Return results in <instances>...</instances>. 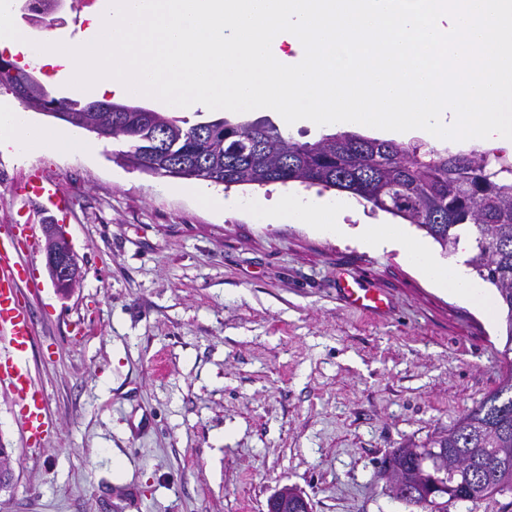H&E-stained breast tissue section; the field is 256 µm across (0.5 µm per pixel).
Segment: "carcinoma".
<instances>
[{"mask_svg": "<svg viewBox=\"0 0 512 512\" xmlns=\"http://www.w3.org/2000/svg\"><path fill=\"white\" fill-rule=\"evenodd\" d=\"M52 100L60 111L107 120L90 111L89 102ZM157 128L167 132L171 153L149 152ZM112 137L129 144L118 157L149 173L167 175L173 163L191 167L202 158V179L227 187L299 182L349 193L416 225L446 252L467 229L475 242L468 265L496 288L512 344V166L490 169L487 153L423 150L354 132L298 142L270 122L220 117L192 124L153 111L112 113ZM383 469L414 491L396 499L426 512H448L459 503L474 512L490 496H512V360L505 362L499 387L446 433L421 448L393 449Z\"/></svg>", "mask_w": 512, "mask_h": 512, "instance_id": "1", "label": "carcinoma"}]
</instances>
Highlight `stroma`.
<instances>
[{"label": "stroma", "instance_id": "obj_1", "mask_svg": "<svg viewBox=\"0 0 512 512\" xmlns=\"http://www.w3.org/2000/svg\"><path fill=\"white\" fill-rule=\"evenodd\" d=\"M67 44L84 23L65 9L31 27ZM30 122L97 145L0 157V225L27 219L15 256L35 316L32 372L53 434L29 450L0 384V447L17 460L0 512H266L293 485L313 512H420L378 477L392 449L426 444L497 388L500 304L482 310L435 288L396 251L370 252L306 224L265 221L255 198L319 195L297 183L234 186L218 212L195 180L123 164V140L29 112ZM63 190L57 212L17 189L28 170ZM63 225L83 279L51 283L44 226ZM386 294L351 309L338 277Z\"/></svg>", "mask_w": 512, "mask_h": 512}]
</instances>
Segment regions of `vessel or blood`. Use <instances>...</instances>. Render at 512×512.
<instances>
[{"label":"vessel or blood","mask_w":512,"mask_h":512,"mask_svg":"<svg viewBox=\"0 0 512 512\" xmlns=\"http://www.w3.org/2000/svg\"><path fill=\"white\" fill-rule=\"evenodd\" d=\"M26 194L42 199L56 208H64L65 198L59 187L43 174L31 173L24 185ZM29 224L0 226V383H7L16 397L17 420L31 448H39L52 430L43 391L35 384L28 359L34 338L31 312L22 302L17 283L22 270L14 261L15 241L30 237ZM339 291L351 307L378 312L386 308L383 295L362 279L344 280Z\"/></svg>","instance_id":"1"}]
</instances>
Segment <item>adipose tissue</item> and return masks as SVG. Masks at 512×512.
<instances>
[{"instance_id": "ef3b65f1", "label": "adipose tissue", "mask_w": 512, "mask_h": 512, "mask_svg": "<svg viewBox=\"0 0 512 512\" xmlns=\"http://www.w3.org/2000/svg\"><path fill=\"white\" fill-rule=\"evenodd\" d=\"M66 140L54 137L47 131L31 126L23 113H0V153L21 157L37 148L68 149ZM252 209L264 218H275L283 222L313 224L324 231L339 236L353 235L359 244L368 250H398L406 258L421 268L440 285L465 296L474 304L482 305L486 297L481 288L476 287L467 277L463 263H443L441 258L429 257L410 245L405 230L393 224H383L375 228L358 225L349 227L337 222L336 208L321 198L302 200L296 197H282L275 205H267L256 200Z\"/></svg>"}]
</instances>
